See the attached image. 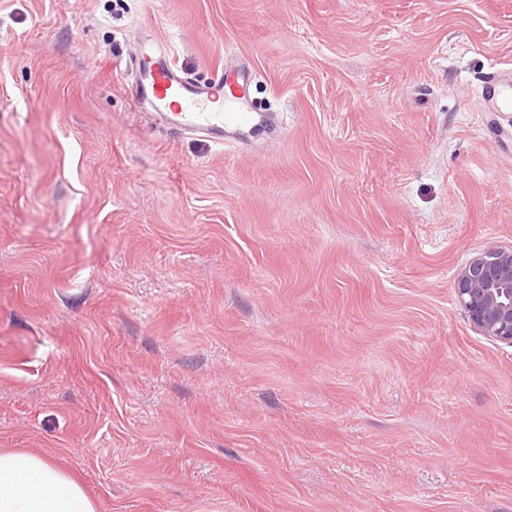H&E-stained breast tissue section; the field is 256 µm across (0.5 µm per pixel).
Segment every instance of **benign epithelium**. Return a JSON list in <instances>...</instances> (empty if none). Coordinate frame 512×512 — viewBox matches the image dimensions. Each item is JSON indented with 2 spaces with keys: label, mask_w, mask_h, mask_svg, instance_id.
Masks as SVG:
<instances>
[{
  "label": "benign epithelium",
  "mask_w": 512,
  "mask_h": 512,
  "mask_svg": "<svg viewBox=\"0 0 512 512\" xmlns=\"http://www.w3.org/2000/svg\"><path fill=\"white\" fill-rule=\"evenodd\" d=\"M454 294L476 334L512 347V245L474 254L454 280Z\"/></svg>",
  "instance_id": "obj_1"
}]
</instances>
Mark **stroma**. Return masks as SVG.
Here are the masks:
<instances>
[{"label": "stroma", "mask_w": 512, "mask_h": 512, "mask_svg": "<svg viewBox=\"0 0 512 512\" xmlns=\"http://www.w3.org/2000/svg\"><path fill=\"white\" fill-rule=\"evenodd\" d=\"M225 56L223 145L130 86ZM512 0H0V448L97 512H512V348L460 267L512 243ZM483 95L488 112H512V84L510 79L504 78L503 71L486 74Z\"/></svg>", "instance_id": "obj_1"}]
</instances>
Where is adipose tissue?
Wrapping results in <instances>:
<instances>
[{"instance_id":"ef3b65f1","label":"adipose tissue","mask_w":512,"mask_h":512,"mask_svg":"<svg viewBox=\"0 0 512 512\" xmlns=\"http://www.w3.org/2000/svg\"><path fill=\"white\" fill-rule=\"evenodd\" d=\"M0 512H96V505L50 455L2 450Z\"/></svg>"}]
</instances>
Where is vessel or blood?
<instances>
[{
    "mask_svg": "<svg viewBox=\"0 0 512 512\" xmlns=\"http://www.w3.org/2000/svg\"><path fill=\"white\" fill-rule=\"evenodd\" d=\"M131 93L151 106L150 122L176 133H200L223 141L227 130L253 129L266 123L264 114L251 111L237 77L226 74L217 81L199 84L178 68L170 51L145 45ZM483 95L492 112H512V81L502 71L488 72Z\"/></svg>",
    "mask_w": 512,
    "mask_h": 512,
    "instance_id": "1",
    "label": "vessel or blood"
}]
</instances>
